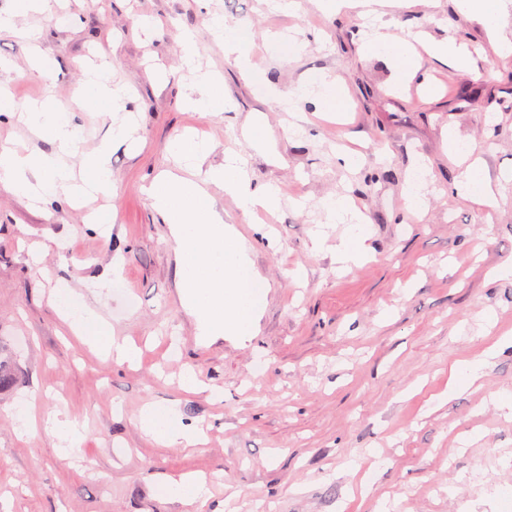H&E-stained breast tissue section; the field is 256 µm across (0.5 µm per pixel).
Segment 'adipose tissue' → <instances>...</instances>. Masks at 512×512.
Masks as SVG:
<instances>
[{"mask_svg": "<svg viewBox=\"0 0 512 512\" xmlns=\"http://www.w3.org/2000/svg\"><path fill=\"white\" fill-rule=\"evenodd\" d=\"M365 4L367 14L372 19V31L364 40V50L370 55L389 58L399 74L416 77L417 56L422 51L446 60L456 69L465 70L470 67L472 52L467 43L456 40L434 41L421 33L414 34L409 40L399 37L388 31L381 13L374 7L375 0H365ZM211 28L223 42L225 55L235 58L242 74L256 85L268 87L269 82L264 71L251 64L246 51L250 40L248 31L219 18L212 19ZM180 67L189 74L199 92L198 97L189 99V107L212 115L233 111V102L215 92V78L201 72L197 46L192 36H184L181 40ZM312 84L318 88L316 94H309V86L303 85L293 95L276 93L277 103L285 107L293 99L309 97L326 112H342L348 108L349 99L338 78L321 74L313 77ZM323 209L328 223L345 224L349 227L348 235L336 247L338 262L345 265L359 263L363 258L362 243L366 237L367 221L364 215L343 197L327 198ZM52 305L75 335L80 336L86 344L99 348L105 357L121 365H131L137 361L139 352L136 346L113 336L103 317L81 294L69 288L57 290ZM138 426L145 435L164 447L174 444L196 446L202 444L204 439L202 429L185 424L177 405L172 402L145 405L138 416Z\"/></svg>", "mask_w": 512, "mask_h": 512, "instance_id": "obj_1", "label": "adipose tissue"}]
</instances>
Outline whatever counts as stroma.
Wrapping results in <instances>:
<instances>
[{
    "label": "stroma",
    "instance_id": "stroma-1",
    "mask_svg": "<svg viewBox=\"0 0 512 512\" xmlns=\"http://www.w3.org/2000/svg\"><path fill=\"white\" fill-rule=\"evenodd\" d=\"M290 3L61 0L56 18L25 15L21 32L0 33V61L13 66L0 80L15 105L45 94L70 104L83 66L104 58L136 118L133 145L111 156L115 198L34 207L0 189V341L16 363L14 386L0 393V512H185L158 490L184 472L208 478L197 512H512V416L496 400L512 392V276H491L512 262V55L458 0H394L384 17L392 33L462 40L472 51L466 70L422 56L406 81L385 57L365 55L358 10ZM215 17L249 32L272 92L225 57L209 30ZM29 28L54 62L48 76L29 73ZM187 30L235 111L188 109L194 91L178 69ZM289 38L302 45L291 57ZM318 73L340 78L348 112L321 119L303 101L301 121L277 106L273 91ZM256 113L276 136L277 159L243 137ZM190 128L213 147L206 165L239 151L253 185L288 193L251 223L212 190L267 284L258 329L244 339L197 336L180 304L169 226L141 191L173 167L169 145ZM455 146L479 160L490 203L455 192L465 170ZM345 149L361 156L359 168L343 165ZM418 174L415 213L408 190ZM334 195L351 196L369 220L363 261L343 270L336 245L346 225H328L313 244ZM95 213L111 214L108 234L91 224ZM35 242L49 247L38 266L27 254ZM116 257L121 281L97 293ZM63 286L136 342L138 367L103 360L66 332L48 301ZM488 351L479 384L449 393L451 369ZM187 367L223 400L181 390ZM169 401L185 423L207 426L204 446L162 448L141 432V408ZM27 402L34 417L58 409L85 423L80 458L64 457L39 427L18 439L12 409Z\"/></svg>",
    "mask_w": 512,
    "mask_h": 512
}]
</instances>
